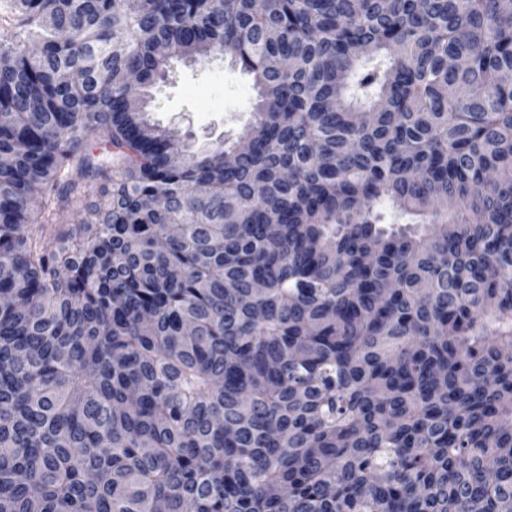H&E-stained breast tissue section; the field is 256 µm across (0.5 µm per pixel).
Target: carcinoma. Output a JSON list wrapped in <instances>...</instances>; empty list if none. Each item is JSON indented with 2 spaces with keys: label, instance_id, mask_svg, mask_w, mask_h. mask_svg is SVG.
I'll use <instances>...</instances> for the list:
<instances>
[{
  "label": "carcinoma",
  "instance_id": "1",
  "mask_svg": "<svg viewBox=\"0 0 512 512\" xmlns=\"http://www.w3.org/2000/svg\"><path fill=\"white\" fill-rule=\"evenodd\" d=\"M0 9V512H512V0ZM255 94L250 76L227 60L178 66L156 93L150 117L189 133L195 149H206L220 138L237 140L253 120Z\"/></svg>",
  "mask_w": 512,
  "mask_h": 512
}]
</instances>
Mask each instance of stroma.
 Listing matches in <instances>:
<instances>
[{
  "mask_svg": "<svg viewBox=\"0 0 512 512\" xmlns=\"http://www.w3.org/2000/svg\"><path fill=\"white\" fill-rule=\"evenodd\" d=\"M253 83L224 60L177 67L151 104V119L190 134L195 149L219 139H237L252 121Z\"/></svg>",
  "mask_w": 512,
  "mask_h": 512,
  "instance_id": "35a3bbf8",
  "label": "stroma"
}]
</instances>
